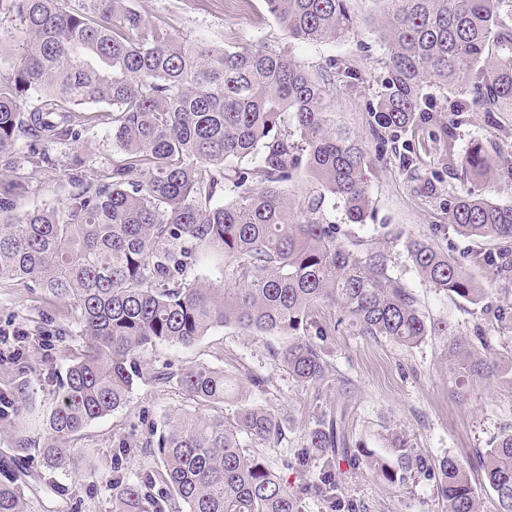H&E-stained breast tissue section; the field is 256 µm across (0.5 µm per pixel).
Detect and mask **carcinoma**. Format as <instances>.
Instances as JSON below:
<instances>
[{
  "mask_svg": "<svg viewBox=\"0 0 512 512\" xmlns=\"http://www.w3.org/2000/svg\"><path fill=\"white\" fill-rule=\"evenodd\" d=\"M353 0H264L288 36L334 42L359 24ZM385 56L377 91L366 104L371 154L336 123L325 98L336 84L355 91L360 71L332 59L311 74L288 52L264 43L217 47L150 23L132 0H0V18L19 25L22 53L0 80V161L18 170L53 168L52 146L79 139L78 107H111L112 136L122 158L109 181L71 173L57 182L58 203L20 212L26 193L17 177L0 178V280L29 281L68 300L83 345L59 381L57 403L40 449L52 470L67 471L70 439L92 421L126 406L140 379L139 357L157 345L191 346L217 327L247 336H284L277 368L304 385L329 382L332 367L314 336L355 328L369 338L414 346L448 338L451 393L466 401L473 386L512 384V365L497 356L481 327L458 334L448 318L426 319L413 293L392 276L388 255L372 240L341 241L342 225L325 206H341L344 223L366 224L371 200L364 169L387 145L409 152L411 137L432 112L448 113L441 135L453 157L462 115L477 110L488 124L512 112V10L506 0H380ZM449 91L437 97L427 84ZM37 101L26 110L23 102ZM477 177L512 179V155H492L479 141L460 158ZM311 189L296 202L298 175ZM232 194L228 202L219 199ZM448 223L467 239L512 244V205L472 191L448 194ZM418 273L451 299L473 305L484 294L460 261L413 239ZM212 263L216 285L193 272ZM338 311L327 324L323 308ZM157 384H175L198 408L146 423L140 443L163 464L137 481L112 482L113 512H303L300 496L264 458L244 453L242 437L275 442L281 419L240 402L246 386L221 368L164 363ZM345 414L330 407L306 435L298 465L320 455L309 490L335 512H360L336 494L340 462L367 465L390 484L412 474L436 483L448 512H479L470 470L445 458L434 465L407 452L396 462L351 447ZM497 500L512 512V430L476 451ZM27 472L0 455V512H23Z\"/></svg>",
  "mask_w": 512,
  "mask_h": 512,
  "instance_id": "cac0c4a2",
  "label": "carcinoma"
}]
</instances>
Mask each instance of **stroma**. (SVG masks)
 <instances>
[{
    "instance_id": "stroma-1",
    "label": "stroma",
    "mask_w": 512,
    "mask_h": 512,
    "mask_svg": "<svg viewBox=\"0 0 512 512\" xmlns=\"http://www.w3.org/2000/svg\"><path fill=\"white\" fill-rule=\"evenodd\" d=\"M133 3L153 23L218 46L241 50L266 43L287 48L312 73L336 58L367 76L383 54L379 37L367 22L368 16L378 12L371 0H358L357 34L330 43L288 38L267 12L263 0H251L241 9L225 5L224 0ZM374 92V87L365 84L354 92L339 86L326 98L337 122L356 132L368 147L373 140L365 103ZM101 111V106H86L81 139L54 144L56 171L32 166L18 170V177L27 186L19 211L54 201L57 180L64 178L77 157L82 160L85 179L107 182L120 152L112 140L111 124L100 119ZM475 140L487 146L512 148V112L502 113L495 128L486 123L483 113H465L454 150H447L439 142H426L417 148L413 165L403 166L398 156L386 154L365 171L372 200L366 225L346 227L351 237H379L392 273L414 293L426 316L448 317L456 332L468 336L484 321L480 308L436 291L414 268L405 243L421 239L464 258L465 272L485 289L487 303L497 308L512 307V280L498 278L490 267L473 259L478 250L496 252L497 241L472 243L457 236L448 223L446 207L452 191L477 189L493 202L512 204V181L498 176L481 179L449 168V152L464 154ZM68 311V304L46 296L42 289L14 280L0 281V327H20L28 333L21 360H12L7 352L0 354V391L23 382L28 385V401L14 404L10 419L0 420V452L23 455L32 472V489L25 494L26 512H112L111 483L115 474L133 479L147 471L161 470L159 460L138 448L121 472H114L112 442L116 437L130 436L140 417L156 422L164 413L191 409V401L177 386L151 382L153 369L165 362L179 368L204 362L242 379L250 375L268 377L266 389L249 390L246 401L282 417L285 438L274 446L248 438L244 445L247 453L263 456L290 489H297L303 482L292 464L294 455L302 448L304 436L314 427L321 409L333 403L346 410L345 431L352 447L391 462L405 451L435 463L447 457L471 463L482 512H494V494L474 464L475 451L486 448L503 428L512 427V387L485 382L475 388L468 402L455 400L448 382L447 341L441 336L429 337L414 347L386 338L369 340L349 331L316 337V344L335 373L334 381L318 389L296 382L275 367L272 352L282 344L276 336L256 338L224 327L211 330L189 347L158 346L142 356L145 377L134 387L127 406L92 422L69 442L68 453L74 461L71 470H48L39 450L49 435L47 419L55 406L57 381L80 346L78 328L68 321ZM62 327L67 330L63 336L58 333ZM339 495L361 503L363 512H447L434 481L415 477L391 485L364 467L342 475Z\"/></svg>"
}]
</instances>
